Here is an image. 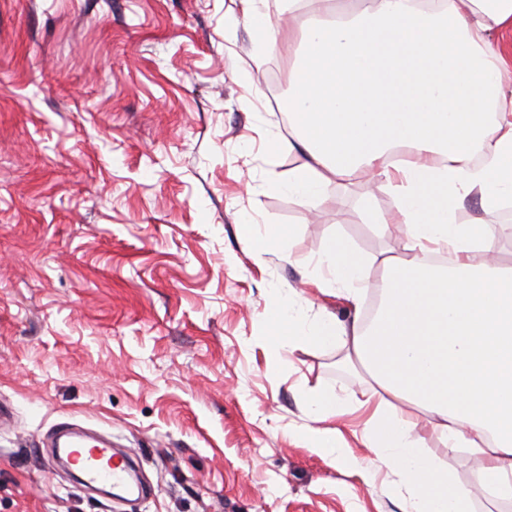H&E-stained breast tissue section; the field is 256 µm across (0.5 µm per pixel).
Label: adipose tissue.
<instances>
[{
  "instance_id": "ef3b65f1",
  "label": "adipose tissue",
  "mask_w": 512,
  "mask_h": 512,
  "mask_svg": "<svg viewBox=\"0 0 512 512\" xmlns=\"http://www.w3.org/2000/svg\"><path fill=\"white\" fill-rule=\"evenodd\" d=\"M266 0H240L228 28L246 24L256 61L282 43L301 52L282 101L289 135L272 151L304 145L305 166L288 181L300 200L335 181L382 179L389 215L407 252L384 258L372 323L344 321L278 296L271 333L289 347L337 348L364 375L355 400L369 418L363 446L386 470L406 512H471L472 492L424 451L427 419L449 451L478 464L488 496L512 501V265L492 257L494 225L457 221L478 200L489 211L512 199V0H370L366 10L308 22L302 0H287L288 28ZM318 289L360 307L370 286L363 256L338 236L315 258ZM304 444L347 469L358 461L332 420L344 400L325 390L307 399Z\"/></svg>"
}]
</instances>
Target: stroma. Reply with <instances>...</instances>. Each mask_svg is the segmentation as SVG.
<instances>
[{
  "label": "stroma",
  "instance_id": "35a3bbf8",
  "mask_svg": "<svg viewBox=\"0 0 512 512\" xmlns=\"http://www.w3.org/2000/svg\"><path fill=\"white\" fill-rule=\"evenodd\" d=\"M238 0H0V512H404L336 420L358 470L305 447V395L360 376L333 349L256 344L272 290L309 317L350 309L315 294L313 258L338 235L362 256L403 241L363 216L389 212L375 179L332 183L303 204L282 188L306 157L287 136V49L255 63L225 28ZM496 225L512 264V201ZM292 229L257 259L243 222ZM76 423L129 456L144 487L112 498L47 468L48 437ZM428 452L489 504L465 452L423 429Z\"/></svg>",
  "mask_w": 512,
  "mask_h": 512
}]
</instances>
